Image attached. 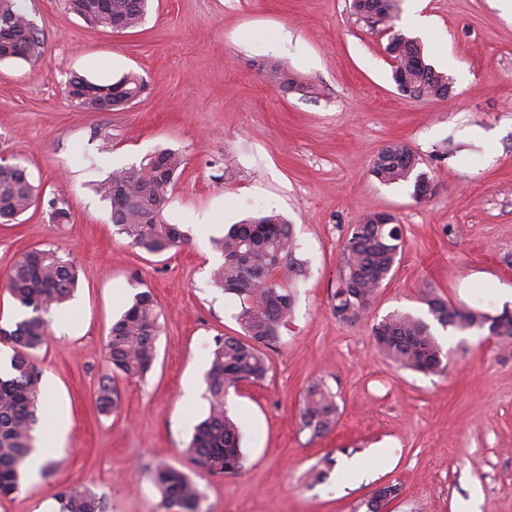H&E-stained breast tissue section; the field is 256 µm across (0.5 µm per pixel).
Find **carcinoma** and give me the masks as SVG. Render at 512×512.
<instances>
[{
  "label": "carcinoma",
  "instance_id": "obj_1",
  "mask_svg": "<svg viewBox=\"0 0 512 512\" xmlns=\"http://www.w3.org/2000/svg\"><path fill=\"white\" fill-rule=\"evenodd\" d=\"M400 0H351L349 13L354 23L370 31L383 28L397 16ZM68 9L86 23L124 32L139 27L147 13L148 0H67ZM44 42L31 22L22 0H0V61L28 60L42 54ZM385 51L399 60L393 69L397 89L416 98L444 99L450 93L446 74L436 71L424 59L419 40L400 31L390 32ZM266 80L282 92L301 90L287 69L272 65ZM145 90L138 74L129 72L111 84H98L83 76L72 77L66 97L88 112H114L127 108ZM419 156L406 144L385 146L373 162L371 172L381 183L414 181L416 199L429 186L424 172H417ZM182 153L163 149L151 153L137 165L112 171L96 184V192L110 203L116 233L151 255H160L184 245L179 225L170 224L165 213L180 169ZM41 200L26 167L0 162V222L10 224ZM51 218L63 223L69 218L62 197L48 200ZM402 227L395 216L384 212L364 215L351 229L343 251L346 287L336 288L333 309L342 320L361 319L374 296L390 275L402 249ZM223 262L211 271L212 283L241 299L238 323L248 340L236 336L215 339L205 372L206 417L194 429L187 453L207 473L234 476L246 463L241 425L226 406L230 390L241 383H259L271 369L267 351L274 349L281 329L290 319L295 302L291 281L300 272L295 257L296 241L282 216L271 211L259 218L232 225L213 241ZM79 270L68 256L53 248H31L18 256L6 276V287L25 316L0 339L12 350L10 371L0 373V499L21 488L23 464L35 450V430L41 389V368L34 353L47 341L46 315L66 303L77 288ZM423 304L431 319L443 328L459 331L488 330L501 343H512V316L508 311L493 315L481 309L462 310L432 291ZM160 313L150 290L136 293L108 336V356L113 370L143 378L157 356L156 340L161 331ZM374 343L396 367L425 375L441 374L448 357L423 318L408 313L387 316L371 327ZM119 395L108 383L100 386L98 409L108 413L117 408ZM336 396L313 383L307 390L300 412V426L319 438L336 425ZM151 480L167 512H200L202 492L183 471L164 464L151 469ZM60 512H107V500L88 489L64 488L56 494Z\"/></svg>",
  "mask_w": 512,
  "mask_h": 512
}]
</instances>
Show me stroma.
<instances>
[{
    "label": "stroma",
    "mask_w": 512,
    "mask_h": 512,
    "mask_svg": "<svg viewBox=\"0 0 512 512\" xmlns=\"http://www.w3.org/2000/svg\"><path fill=\"white\" fill-rule=\"evenodd\" d=\"M413 5L430 19L426 34L408 22ZM25 9L45 45L39 57L0 61V158L25 166L44 201L65 198L70 221L52 222L43 202L0 224V278L24 250L53 247L76 261L79 285L65 305L72 326L52 329L36 353L53 467L26 475L0 512H59L64 487L105 494L109 512H162L149 473L160 463L192 476L202 512H366L382 485L399 488L384 512H512V346L485 329L433 325L448 371L426 376L397 368L371 335L389 314L426 316L427 288L460 309L512 311V11L501 0H401L394 30L420 38L426 62L452 82L450 99L415 100L394 84L386 34L355 25L348 0H150L127 33L88 25L66 0ZM272 64L306 91L268 83ZM129 72L147 88L123 111H81L64 94L71 75L109 84ZM394 141L419 155L425 199L372 176ZM162 148L185 157L165 217L186 242L155 256L116 233L94 186ZM272 210L291 224L306 272L267 379L228 395L245 468L213 476L186 448L207 413L214 340L243 331L238 297L211 283L222 262L212 241ZM374 210L397 218L403 248L349 323L333 294L350 230ZM144 289L161 312L157 357L145 378H125L107 336ZM105 380L119 393L109 414L96 402ZM316 381L339 408L320 438L299 418ZM325 456L328 479L307 484Z\"/></svg>",
    "instance_id": "1"
}]
</instances>
